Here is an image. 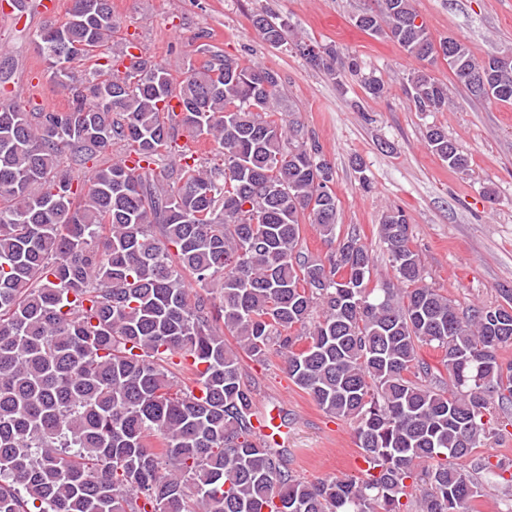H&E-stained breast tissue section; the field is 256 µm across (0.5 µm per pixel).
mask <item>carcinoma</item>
<instances>
[{
  "instance_id": "1",
  "label": "carcinoma",
  "mask_w": 512,
  "mask_h": 512,
  "mask_svg": "<svg viewBox=\"0 0 512 512\" xmlns=\"http://www.w3.org/2000/svg\"><path fill=\"white\" fill-rule=\"evenodd\" d=\"M376 3L356 26L423 63L405 88L417 111L450 103L436 44L453 45L471 99L512 102V62L489 58L476 82L467 46L435 40L412 0ZM253 26L288 42L275 14ZM116 29L112 0H71L65 22L32 34L68 109L0 101V512H471L480 473L512 495V459L477 454L498 435L491 406L512 411L499 354L512 291L459 310L427 282L400 208L379 231L393 275L372 283L360 234L338 231L332 164L279 116L278 73L201 44L208 60L175 85L131 43L101 55ZM325 54L316 65L338 77L360 71ZM93 58L76 80L71 63ZM201 138L221 165L198 156ZM426 141L468 167L444 130ZM172 148L178 167L158 184L150 165ZM306 219L323 257L304 247ZM243 354L283 357L320 409L354 424L360 475L290 474L253 423Z\"/></svg>"
}]
</instances>
